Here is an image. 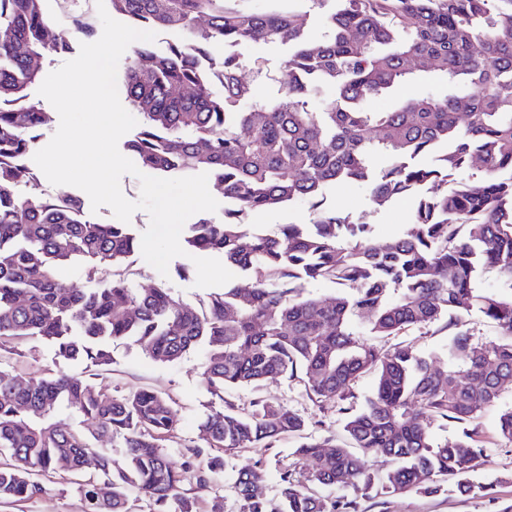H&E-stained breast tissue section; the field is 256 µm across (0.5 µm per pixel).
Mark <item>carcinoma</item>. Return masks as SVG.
I'll list each match as a JSON object with an SVG mask.
<instances>
[{"label": "carcinoma", "instance_id": "1", "mask_svg": "<svg viewBox=\"0 0 512 512\" xmlns=\"http://www.w3.org/2000/svg\"><path fill=\"white\" fill-rule=\"evenodd\" d=\"M43 2L0 0V336L41 338L87 369L110 366L117 339L161 362L204 343L202 377L220 398L227 387L304 373L316 402L336 404L352 447L302 442L295 456L311 468L281 469L278 512H356V501L327 499L314 486L483 491L468 478L483 454L479 419L512 387V0H307L305 12L264 14L231 0H109L141 29L182 35L164 53L132 49L126 88L144 121L124 146L149 171H206L224 187V217L187 225L185 240L221 254L252 286L228 282L202 310L174 299L165 282L134 288L115 273L138 249L131 225L93 222L71 195L23 193L37 178L29 156L51 122L27 88L47 57L69 49L66 33L44 22ZM61 3L76 30L95 35L85 21L90 0ZM260 42L289 47L274 94L240 77L245 50ZM214 44L224 55L211 54ZM433 75L448 94L367 106ZM477 160L483 175L461 177ZM344 182L369 185L375 211L412 199L411 224L372 244L366 215L324 207L326 191ZM297 201L312 223L267 234L247 222ZM68 260L87 263L100 287L60 282L56 266ZM489 272L494 292L483 287ZM319 279L342 291L307 295ZM474 311L499 340L478 344L460 330L431 354L373 343ZM366 373L375 390L355 409L353 384ZM90 378L60 372L22 382L0 371V500L36 498L39 476L64 461L85 512H134L140 495L154 512H195L193 491L214 483L224 457L174 467L165 452L177 428L170 399L149 389L115 396ZM63 407L81 427L58 419ZM436 421L461 425L462 439L436 442ZM204 428L211 446L231 451L300 432L305 420L257 401L248 414L213 411ZM497 434L512 445V407ZM103 437L119 442L121 463L91 443ZM373 455L396 467L375 473ZM235 493L240 512H269L254 470H239Z\"/></svg>", "mask_w": 512, "mask_h": 512}]
</instances>
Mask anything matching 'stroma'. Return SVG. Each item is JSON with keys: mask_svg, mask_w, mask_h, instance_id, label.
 <instances>
[{"mask_svg": "<svg viewBox=\"0 0 512 512\" xmlns=\"http://www.w3.org/2000/svg\"><path fill=\"white\" fill-rule=\"evenodd\" d=\"M288 55L287 46L258 43L246 50L243 75L256 81L261 92L278 89L277 77L281 62ZM369 190L358 184H341L330 188L326 207L353 213L368 212L375 226V241L385 244L402 235L410 221V200L396 201L378 211L368 210ZM132 285L148 288L160 280L167 281L176 299L203 308L209 301L210 289L195 285L196 268L184 256L173 258L167 275L148 264L142 253L127 257L122 266ZM455 328L447 320L416 327L399 336L378 339L377 344L389 348L398 343L430 353L446 348ZM113 363L97 376L99 385L109 387L114 395L121 396L137 389H151L170 398L179 417V426L166 443V453L173 466H181L189 448H207L208 439L201 427L211 410L228 405L241 412L250 411L258 400L281 404L301 415L306 423V433L315 438H335L344 441L346 435L334 407H319L306 392L305 376L281 377L264 381L256 386L225 389L223 396H215L201 378L206 359V346H198L176 362H158L138 346L117 341L112 345ZM82 363L58 357L54 347L40 339L0 338V370L26 380L32 377H50L59 372H78ZM512 407V389L505 390L497 405L489 407L481 418L484 436V453L470 473L472 481L483 484L485 490L476 496H462L454 492L423 494L402 492L388 495H362L352 487L342 488L341 494L356 500L357 512H504L512 506V447L498 445L496 423L502 409ZM298 445L293 437H282L272 443L255 448H239L225 453L223 473L211 488L197 492L199 502L206 503L215 495L224 498V512H239V503L233 493V483L238 469L255 467L270 502H277L279 469L293 462L292 452ZM43 493L35 500L9 503L0 502V512H83V500L76 484L70 480L63 467H56L41 476Z\"/></svg>", "mask_w": 512, "mask_h": 512, "instance_id": "obj_1", "label": "stroma"}]
</instances>
